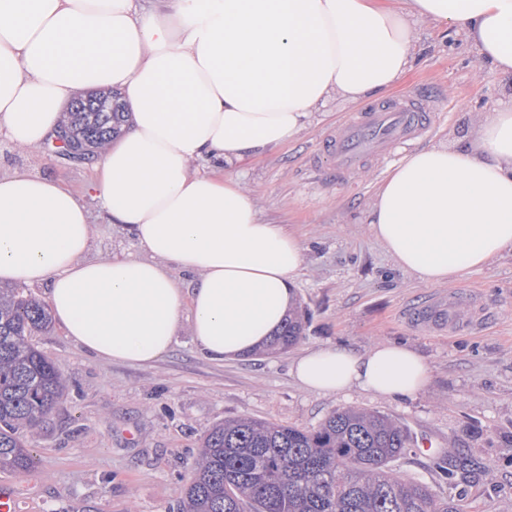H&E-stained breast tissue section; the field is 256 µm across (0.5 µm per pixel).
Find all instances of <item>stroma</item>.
Instances as JSON below:
<instances>
[{
	"label": "stroma",
	"mask_w": 512,
	"mask_h": 512,
	"mask_svg": "<svg viewBox=\"0 0 512 512\" xmlns=\"http://www.w3.org/2000/svg\"><path fill=\"white\" fill-rule=\"evenodd\" d=\"M417 61L393 94H429L430 128L385 159L329 174L328 142L357 106L330 97L293 142L234 165L261 217L303 240L294 284L308 322L300 341L273 355L221 364L197 350L181 325L170 352L150 367L106 363L80 350L62 326L33 341L67 382V394L31 437L33 467L0 472L18 512H177L203 437L242 417L312 429L332 410L356 406L404 424L433 450L461 448L492 478L465 484L464 512H512V254L466 272L452 285L480 292V322L461 311L446 330L411 322L406 309L444 290L398 268L373 237L366 208L376 184L404 157L440 142H466L487 113L512 108V75L483 62L464 33L416 22ZM24 169L59 180L82 197L93 226L89 258L138 254L127 225L111 223L89 192L95 164L67 165L48 146L20 148L0 136V172ZM378 342L412 347L430 369L412 399L354 389L310 392L290 374L293 359L318 346L363 352Z\"/></svg>",
	"instance_id": "obj_1"
}]
</instances>
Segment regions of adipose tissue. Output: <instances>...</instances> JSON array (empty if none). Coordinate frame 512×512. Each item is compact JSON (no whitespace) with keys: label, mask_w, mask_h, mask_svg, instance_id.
<instances>
[{"label":"adipose tissue","mask_w":512,"mask_h":512,"mask_svg":"<svg viewBox=\"0 0 512 512\" xmlns=\"http://www.w3.org/2000/svg\"><path fill=\"white\" fill-rule=\"evenodd\" d=\"M0 0V134L45 143L79 91L118 90L133 122L97 160L95 191L139 254L90 260L85 204L60 182L0 173V283L45 285L80 349L149 366L181 320L208 360L268 343L294 301L304 245L258 213L234 164L295 140L330 95H386L414 57L412 23L466 33L512 74V0ZM367 222L398 266L437 285L512 252V108L465 145L433 144L379 183ZM191 274L182 289L175 272ZM313 392L410 398L430 379L411 347L313 349L291 367Z\"/></svg>","instance_id":"adipose-tissue-1"}]
</instances>
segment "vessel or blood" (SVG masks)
Here are the masks:
<instances>
[{
    "instance_id": "b4317fda",
    "label": "vessel or blood",
    "mask_w": 512,
    "mask_h": 512,
    "mask_svg": "<svg viewBox=\"0 0 512 512\" xmlns=\"http://www.w3.org/2000/svg\"><path fill=\"white\" fill-rule=\"evenodd\" d=\"M432 114L431 100L419 93L368 105L331 148L337 173H349L366 158L386 156L397 145L417 137L428 128ZM464 298V293L449 292L446 297L432 299L418 315L441 327L455 323L456 309Z\"/></svg>"
}]
</instances>
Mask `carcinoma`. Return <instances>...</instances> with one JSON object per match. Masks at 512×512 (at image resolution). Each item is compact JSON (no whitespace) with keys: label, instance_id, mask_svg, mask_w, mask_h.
<instances>
[{"label":"carcinoma","instance_id":"obj_1","mask_svg":"<svg viewBox=\"0 0 512 512\" xmlns=\"http://www.w3.org/2000/svg\"><path fill=\"white\" fill-rule=\"evenodd\" d=\"M129 112L118 92L100 88L68 105L62 127L95 156L118 138ZM45 306L25 287H0V470L23 473L34 463L25 431L59 404L65 383L29 337L48 327ZM296 306L269 350H286L304 331ZM411 445L407 428L378 411L345 407L317 428L239 418L212 428L192 466L182 512H463L462 493L438 495L428 484L396 475ZM474 465L467 455H441L436 479L456 485Z\"/></svg>","mask_w":512,"mask_h":512}]
</instances>
